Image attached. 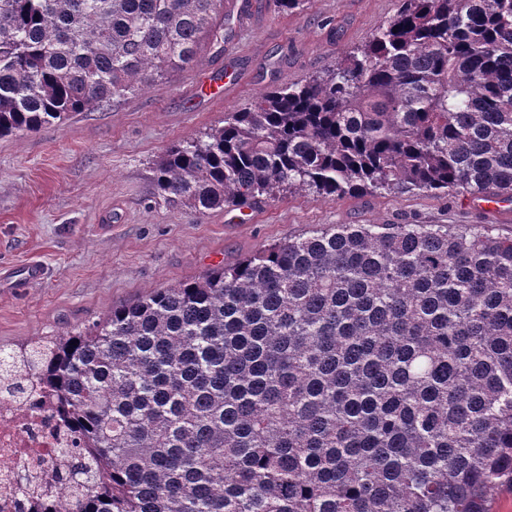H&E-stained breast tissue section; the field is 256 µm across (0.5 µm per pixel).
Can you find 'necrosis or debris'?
I'll use <instances>...</instances> for the list:
<instances>
[{
    "label": "necrosis or debris",
    "mask_w": 512,
    "mask_h": 512,
    "mask_svg": "<svg viewBox=\"0 0 512 512\" xmlns=\"http://www.w3.org/2000/svg\"><path fill=\"white\" fill-rule=\"evenodd\" d=\"M71 432L43 395L0 398V512H27L31 500L48 493L51 512H77L51 476L57 451L75 447Z\"/></svg>",
    "instance_id": "4bbe7bcc"
}]
</instances>
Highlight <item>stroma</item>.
Returning a JSON list of instances; mask_svg holds the SVG:
<instances>
[{"label": "stroma", "mask_w": 512, "mask_h": 512, "mask_svg": "<svg viewBox=\"0 0 512 512\" xmlns=\"http://www.w3.org/2000/svg\"><path fill=\"white\" fill-rule=\"evenodd\" d=\"M223 0V52L119 103L73 112L62 125L0 139V348L50 338L134 302L153 288L231 266L322 224H490L512 236V213L469 194L352 193L328 201L287 193L255 214H200L158 195L153 162L174 141L223 125L275 85L331 69L389 20L399 0ZM43 266L42 282L19 273Z\"/></svg>", "instance_id": "obj_1"}]
</instances>
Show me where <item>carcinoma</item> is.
Listing matches in <instances>:
<instances>
[{
    "instance_id": "carcinoma-1",
    "label": "carcinoma",
    "mask_w": 512,
    "mask_h": 512,
    "mask_svg": "<svg viewBox=\"0 0 512 512\" xmlns=\"http://www.w3.org/2000/svg\"><path fill=\"white\" fill-rule=\"evenodd\" d=\"M222 0H0V138L224 43ZM200 213L301 191L512 203V0H400L335 68L171 143ZM80 440V512H491L512 488V237L322 224L0 357Z\"/></svg>"
}]
</instances>
